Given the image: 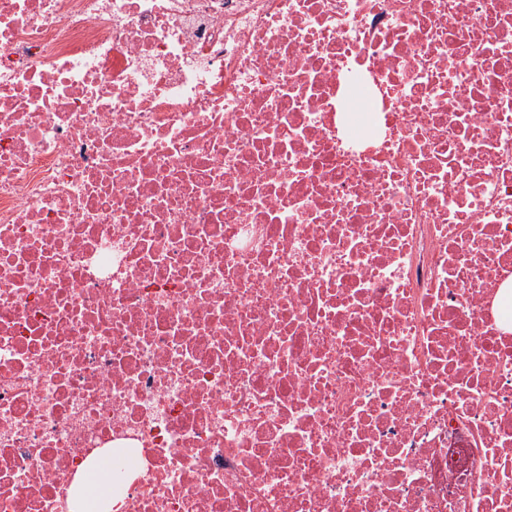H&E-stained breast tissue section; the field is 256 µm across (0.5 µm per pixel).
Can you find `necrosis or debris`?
I'll return each instance as SVG.
<instances>
[{
	"label": "necrosis or debris",
	"mask_w": 512,
	"mask_h": 512,
	"mask_svg": "<svg viewBox=\"0 0 512 512\" xmlns=\"http://www.w3.org/2000/svg\"><path fill=\"white\" fill-rule=\"evenodd\" d=\"M512 0H0V512H512Z\"/></svg>",
	"instance_id": "4bbe7bcc"
}]
</instances>
